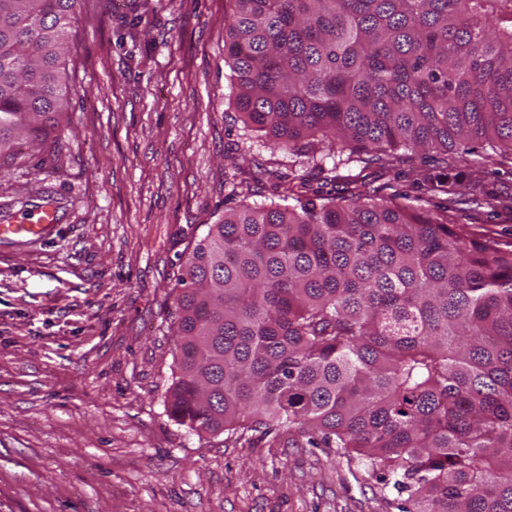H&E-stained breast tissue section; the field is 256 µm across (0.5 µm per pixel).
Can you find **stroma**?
<instances>
[{"instance_id":"1","label":"stroma","mask_w":512,"mask_h":512,"mask_svg":"<svg viewBox=\"0 0 512 512\" xmlns=\"http://www.w3.org/2000/svg\"><path fill=\"white\" fill-rule=\"evenodd\" d=\"M227 0H78L60 149L0 165V211L53 202L57 227L0 245V512H399L364 465L292 433L197 434L166 411L180 269L224 213V171L263 203L288 158L229 107ZM366 171L384 195L415 193ZM448 165L512 197V159ZM458 230L512 245L474 197Z\"/></svg>"}]
</instances>
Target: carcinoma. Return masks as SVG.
Masks as SVG:
<instances>
[{"label":"carcinoma","mask_w":512,"mask_h":512,"mask_svg":"<svg viewBox=\"0 0 512 512\" xmlns=\"http://www.w3.org/2000/svg\"><path fill=\"white\" fill-rule=\"evenodd\" d=\"M75 2L0 0V158L57 145ZM228 4L232 105L318 186L278 176L186 258L169 418L303 429L407 493L402 512H512V248L448 225L465 176L396 201L362 175L393 169L388 147L512 156V0ZM224 187L244 193L238 167Z\"/></svg>","instance_id":"obj_1"}]
</instances>
